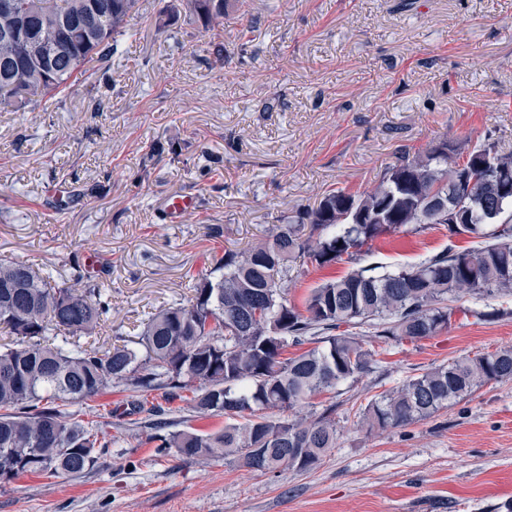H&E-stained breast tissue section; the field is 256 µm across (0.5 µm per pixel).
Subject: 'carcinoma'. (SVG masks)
Returning <instances> with one entry per match:
<instances>
[{"label": "carcinoma", "mask_w": 512, "mask_h": 512, "mask_svg": "<svg viewBox=\"0 0 512 512\" xmlns=\"http://www.w3.org/2000/svg\"><path fill=\"white\" fill-rule=\"evenodd\" d=\"M33 11L32 37L59 40L67 50L29 61L22 71L0 63V112L45 107L91 61H110L117 37L128 31L138 0H16ZM239 0H167L163 13L184 12L207 32L223 25ZM0 19V59L24 48ZM512 153L488 139L457 153L445 139L412 152L402 147L369 190L338 188L273 224L262 241L224 250L220 275L195 279L188 305L151 313L133 341L103 349L97 338L112 306L82 278L50 282L32 266L0 260V327L14 340L0 349V482L21 475L80 477L97 463L99 432L56 402L80 404L114 388L162 390L170 402L194 393L199 416H223L224 428L160 433V451L206 463L224 458L255 472L309 470L336 447L332 409L299 415L312 396L370 371L375 351L355 329L375 338L423 339L448 327L462 296L512 295ZM463 204L449 237L470 235L477 245L450 244L424 260L388 270L360 267L311 290L299 309L288 299L297 263L319 268L412 226L439 224L440 204ZM493 224L495 228L487 230ZM312 348L288 356V347ZM512 379V347L459 357L413 376L369 402L360 417L368 428H400L428 419L491 381Z\"/></svg>", "instance_id": "cac0c4a2"}]
</instances>
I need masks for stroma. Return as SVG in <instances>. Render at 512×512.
I'll return each instance as SVG.
<instances>
[{
	"mask_svg": "<svg viewBox=\"0 0 512 512\" xmlns=\"http://www.w3.org/2000/svg\"><path fill=\"white\" fill-rule=\"evenodd\" d=\"M138 7L108 67L91 64L48 110L0 112V259L61 284L96 253L90 281L112 301L101 347L187 303L225 249L329 189H370L399 146L489 136L512 152V0H243L215 34L161 15L159 0ZM175 193L198 205L171 224L161 204ZM451 243L474 240L440 225L386 235L358 263L300 268L288 297L300 307L354 265L394 269ZM461 304L487 320L459 313L435 336L376 342L368 373L312 397L338 429L313 469L263 475L158 453L146 410L160 392L115 388L79 408L105 443L96 467L2 482L0 512H504L512 380L402 428L355 417L431 367L512 346L511 296Z\"/></svg>",
	"mask_w": 512,
	"mask_h": 512,
	"instance_id": "stroma-1",
	"label": "stroma"
}]
</instances>
